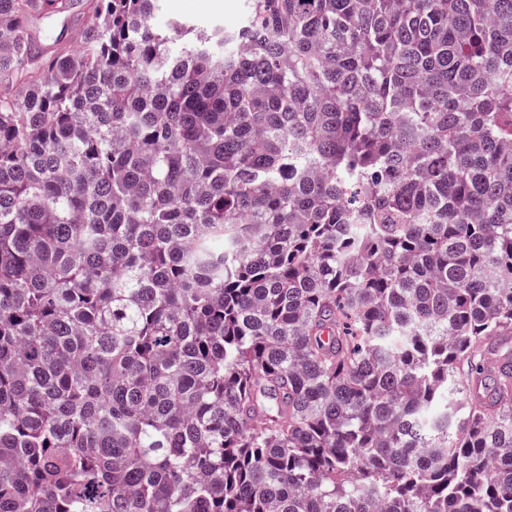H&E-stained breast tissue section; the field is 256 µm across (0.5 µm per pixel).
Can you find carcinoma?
<instances>
[{
    "mask_svg": "<svg viewBox=\"0 0 512 512\" xmlns=\"http://www.w3.org/2000/svg\"><path fill=\"white\" fill-rule=\"evenodd\" d=\"M86 2L0 0V512H512V0ZM246 11V0H160L155 23L232 28L243 22Z\"/></svg>",
    "mask_w": 512,
    "mask_h": 512,
    "instance_id": "carcinoma-1",
    "label": "carcinoma"
}]
</instances>
